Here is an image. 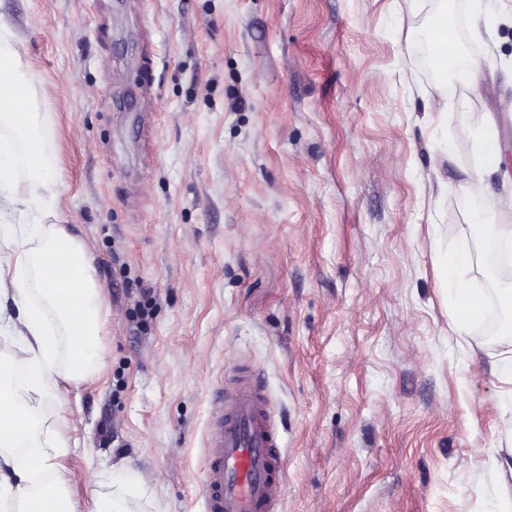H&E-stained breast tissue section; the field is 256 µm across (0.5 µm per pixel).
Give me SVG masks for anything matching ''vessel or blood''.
Segmentation results:
<instances>
[{
	"label": "vessel or blood",
	"instance_id": "b4317fda",
	"mask_svg": "<svg viewBox=\"0 0 512 512\" xmlns=\"http://www.w3.org/2000/svg\"><path fill=\"white\" fill-rule=\"evenodd\" d=\"M205 439L203 512H279L285 458L270 399L255 372L217 387Z\"/></svg>",
	"mask_w": 512,
	"mask_h": 512
}]
</instances>
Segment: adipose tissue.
Wrapping results in <instances>:
<instances>
[{
    "instance_id": "obj_1",
    "label": "adipose tissue",
    "mask_w": 512,
    "mask_h": 512,
    "mask_svg": "<svg viewBox=\"0 0 512 512\" xmlns=\"http://www.w3.org/2000/svg\"><path fill=\"white\" fill-rule=\"evenodd\" d=\"M471 149L480 160L479 175L498 174L502 157L494 129L482 113H474ZM29 173L25 192L16 189L17 158ZM50 163L40 146L36 116L29 110L28 83L20 41L0 37V216L16 225H0V311L14 307L7 327L13 355L28 370L0 389V499L18 503V512H76L67 495L72 477L60 462L66 445L60 426L42 431L34 412L58 381L84 382L93 368L103 366L101 347L103 297L84 247L62 224H32L36 212L55 209L46 197ZM470 261L468 254H449L447 288L457 303L458 323H467L484 305L479 296L456 278ZM67 345L66 369H58L60 345ZM39 450L15 453L31 440Z\"/></svg>"
}]
</instances>
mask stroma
<instances>
[{
    "mask_svg": "<svg viewBox=\"0 0 512 512\" xmlns=\"http://www.w3.org/2000/svg\"><path fill=\"white\" fill-rule=\"evenodd\" d=\"M490 9L478 37L470 0H0L109 313L106 364L36 407L69 424L79 512L115 468L133 512H203L210 398L244 367L282 512H490L512 333L458 327L442 286L452 248L486 275L470 197L512 228L460 149L476 111L512 138V0ZM442 10L459 84L418 57Z\"/></svg>",
    "mask_w": 512,
    "mask_h": 512,
    "instance_id": "1",
    "label": "stroma"
}]
</instances>
